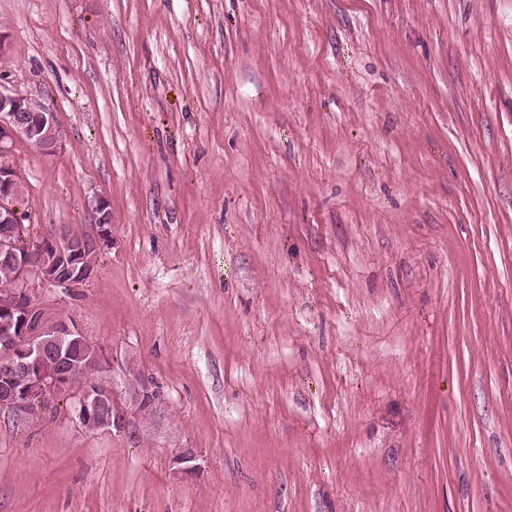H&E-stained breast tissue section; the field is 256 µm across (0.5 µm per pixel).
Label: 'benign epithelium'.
Wrapping results in <instances>:
<instances>
[{"label": "benign epithelium", "mask_w": 512, "mask_h": 512, "mask_svg": "<svg viewBox=\"0 0 512 512\" xmlns=\"http://www.w3.org/2000/svg\"><path fill=\"white\" fill-rule=\"evenodd\" d=\"M64 130L56 112L26 94L0 89V265L12 271L8 298L0 300V406L27 419L32 407L49 408L76 386L82 394L75 408L79 423L89 430L121 424L112 408V386L84 377V368L107 364L102 351L87 359L89 342L74 324L44 322L34 295L50 286L66 288L90 278L89 253L112 245V215L108 201H88L96 231L75 235L54 230L26 247L18 243L25 233L27 188L10 146L23 141L45 155L61 148ZM54 362L53 371L44 369Z\"/></svg>", "instance_id": "1"}]
</instances>
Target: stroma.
I'll return each mask as SVG.
<instances>
[{
  "label": "stroma",
  "mask_w": 512,
  "mask_h": 512,
  "mask_svg": "<svg viewBox=\"0 0 512 512\" xmlns=\"http://www.w3.org/2000/svg\"><path fill=\"white\" fill-rule=\"evenodd\" d=\"M0 33L67 132L12 146L31 232L111 205L34 301L126 419L0 408V512H512V0H0Z\"/></svg>",
  "instance_id": "1"
}]
</instances>
